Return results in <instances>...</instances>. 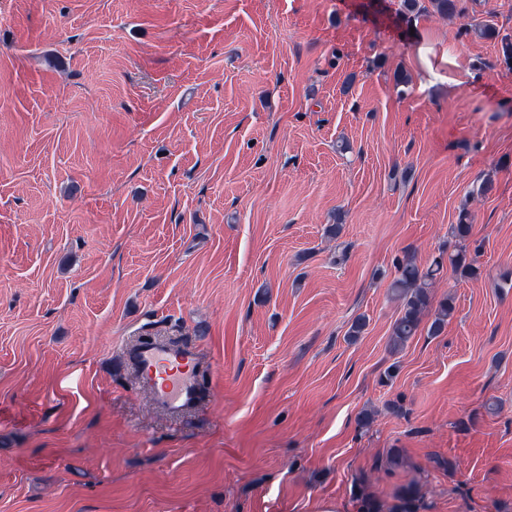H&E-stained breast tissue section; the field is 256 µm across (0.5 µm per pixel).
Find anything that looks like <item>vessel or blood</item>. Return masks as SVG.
<instances>
[{"mask_svg": "<svg viewBox=\"0 0 512 512\" xmlns=\"http://www.w3.org/2000/svg\"><path fill=\"white\" fill-rule=\"evenodd\" d=\"M125 355L158 408L174 415L195 407L200 391L196 346L143 341L127 347Z\"/></svg>", "mask_w": 512, "mask_h": 512, "instance_id": "obj_1", "label": "vessel or blood"}]
</instances>
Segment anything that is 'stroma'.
<instances>
[{"mask_svg": "<svg viewBox=\"0 0 512 512\" xmlns=\"http://www.w3.org/2000/svg\"><path fill=\"white\" fill-rule=\"evenodd\" d=\"M399 8L0 0V512H512V0ZM463 209L481 274L391 353L395 260ZM145 338L199 347L197 408ZM124 353L156 406L169 414L195 407L200 391L196 346L169 341H142Z\"/></svg>", "mask_w": 512, "mask_h": 512, "instance_id": "stroma-1", "label": "stroma"}]
</instances>
